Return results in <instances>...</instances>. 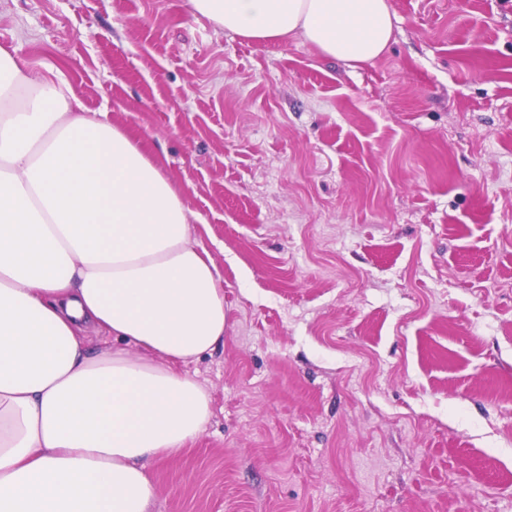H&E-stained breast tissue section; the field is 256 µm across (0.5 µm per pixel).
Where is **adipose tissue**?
<instances>
[{"label": "adipose tissue", "instance_id": "1", "mask_svg": "<svg viewBox=\"0 0 512 512\" xmlns=\"http://www.w3.org/2000/svg\"><path fill=\"white\" fill-rule=\"evenodd\" d=\"M189 2L244 39L299 37L353 67L395 35L388 0ZM224 323L161 164L1 51L0 512H149L152 472L212 415L182 366L223 345Z\"/></svg>", "mask_w": 512, "mask_h": 512}]
</instances>
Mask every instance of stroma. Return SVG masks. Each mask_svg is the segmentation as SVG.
<instances>
[{
    "label": "stroma",
    "instance_id": "obj_1",
    "mask_svg": "<svg viewBox=\"0 0 512 512\" xmlns=\"http://www.w3.org/2000/svg\"><path fill=\"white\" fill-rule=\"evenodd\" d=\"M349 67L189 0H0L157 159L224 286L150 512H512V0H389Z\"/></svg>",
    "mask_w": 512,
    "mask_h": 512
}]
</instances>
